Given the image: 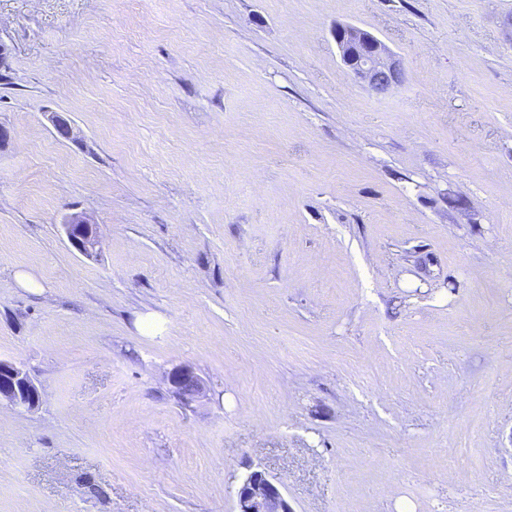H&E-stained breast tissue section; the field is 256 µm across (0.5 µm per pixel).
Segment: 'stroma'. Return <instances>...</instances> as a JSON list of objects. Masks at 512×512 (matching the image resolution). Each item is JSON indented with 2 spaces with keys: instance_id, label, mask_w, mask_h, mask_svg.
Wrapping results in <instances>:
<instances>
[{
  "instance_id": "1",
  "label": "stroma",
  "mask_w": 512,
  "mask_h": 512,
  "mask_svg": "<svg viewBox=\"0 0 512 512\" xmlns=\"http://www.w3.org/2000/svg\"><path fill=\"white\" fill-rule=\"evenodd\" d=\"M510 16L0 0V359L42 389L0 404V512H234L255 468L293 512H512ZM332 36L343 63L370 91L383 94L392 85L402 82L404 70L400 61L369 32L356 26L339 24L332 30ZM362 42L366 50L357 52L350 48V45ZM61 226L67 239L82 253L88 255L98 246L96 227L81 215H69ZM169 382L172 387V393L181 402L187 403L183 400L180 393V386L183 382H191L196 387L194 398H199L205 395L206 387L203 380L193 372L192 369L186 366L175 367L169 373Z\"/></svg>"
}]
</instances>
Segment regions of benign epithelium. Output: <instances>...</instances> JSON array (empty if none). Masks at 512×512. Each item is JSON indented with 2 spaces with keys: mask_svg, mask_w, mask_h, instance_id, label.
Here are the masks:
<instances>
[{
  "mask_svg": "<svg viewBox=\"0 0 512 512\" xmlns=\"http://www.w3.org/2000/svg\"><path fill=\"white\" fill-rule=\"evenodd\" d=\"M332 36L343 63L370 91L383 94L392 85L402 82L404 70L400 61L369 32L339 24L332 30ZM62 229L71 244L86 255L99 244L96 227L78 214L69 215ZM0 372L10 377L8 384L0 386V399H5L16 409H32L39 403L41 392L22 365L0 360ZM169 382L172 393L179 400L182 399L180 386L184 382L196 387L197 398L206 392L203 380L186 366L174 368L169 373ZM234 498L236 512H293L282 484L259 470L251 472L239 483Z\"/></svg>",
  "mask_w": 512,
  "mask_h": 512,
  "instance_id": "benign-epithelium-1",
  "label": "benign epithelium"
}]
</instances>
